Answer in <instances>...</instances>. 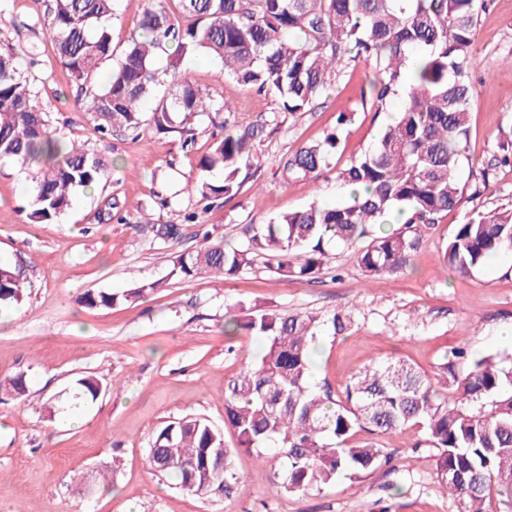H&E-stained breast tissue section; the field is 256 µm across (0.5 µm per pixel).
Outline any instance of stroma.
<instances>
[{
	"mask_svg": "<svg viewBox=\"0 0 512 512\" xmlns=\"http://www.w3.org/2000/svg\"><path fill=\"white\" fill-rule=\"evenodd\" d=\"M152 0H116L112 45L123 50ZM41 0H7L0 10V51L19 44L38 50L22 69L35 87L54 135L85 143L106 159L107 184L77 193L56 221L28 223V172L0 165V258L16 262L27 286L21 303L0 307V382L24 376L26 393L0 390V512H457L436 474L435 448L423 432L402 429L383 436L394 452L393 469L341 474L334 485L307 494L281 487L280 462L239 451L238 482L231 495L196 494L153 471L148 449L163 422L185 416L224 423V384L260 355L256 338L224 334V315L244 307L326 316L345 309L355 324L344 336L322 333L316 383L342 394L365 366L404 360L436 376L448 351L512 356L502 337L512 328V256L502 255L460 276L446 270L438 249L474 212L512 207V167L493 171L490 188L475 195V176L490 164L500 137L512 134V0H490L477 24L475 98L459 183L471 200L427 230L411 269L373 285L354 249L339 247L331 268L314 284L277 281L264 265L231 280L202 275L169 278L174 255L198 249L206 228L212 240L244 243L243 228L266 224L312 201L333 206L349 191L338 169L368 149L390 115L372 105V65L351 64L306 112L278 111L274 97L225 77L208 55H186L180 68L216 101L233 102L246 122L277 130L258 147L259 163L228 201H216L199 224L183 221L195 208L197 162L211 141L209 121L198 127L193 149L179 135L100 137L77 104V86L56 61ZM348 112L334 171L317 182L285 188L281 159L335 129ZM115 197L117 218L104 201ZM156 224H179L175 241L155 237ZM159 287L141 300L88 309L86 291L120 292L135 280ZM83 376L102 385L82 405L84 423L51 413Z\"/></svg>",
	"mask_w": 512,
	"mask_h": 512,
	"instance_id": "stroma-1",
	"label": "stroma"
}]
</instances>
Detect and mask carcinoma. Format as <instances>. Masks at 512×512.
Instances as JSON below:
<instances>
[{
  "mask_svg": "<svg viewBox=\"0 0 512 512\" xmlns=\"http://www.w3.org/2000/svg\"><path fill=\"white\" fill-rule=\"evenodd\" d=\"M114 0H43V22L52 35L60 65L79 83L78 104L102 134L178 133L195 143L204 116L224 114V135L197 164L198 191L205 201L229 198L243 171L259 162L257 146L267 125L247 123L226 103L203 93L187 73L170 62L171 87L160 89L159 53L204 51L224 65V75L245 88L269 94L279 110L305 112L359 59L373 62L377 79L372 103L386 112L399 108L374 144L337 172L351 188V201L334 207L310 203L268 224H248L246 243L233 247L204 240L199 249L172 261L169 276L191 280L216 274L228 280L251 270L257 257L276 260L283 282L315 283L329 248L365 238L356 260L377 282L410 267L424 230L460 208L464 191L457 171L465 157L475 89L476 21L484 0H174V8L147 10L137 35L114 57L108 22ZM190 23L184 25L182 20ZM34 54L0 52V162L29 168L32 224L50 223L73 196L106 180L107 164L75 141L51 135L47 114L20 69ZM115 60L106 81L97 84L103 64ZM285 157L281 180L290 186L314 182L330 170L343 127ZM401 226L387 230L389 217ZM512 253V209L479 212L457 225L442 245L440 263L468 276L489 260ZM161 287L139 282L120 293L87 292L79 303L112 308ZM23 279L15 265L0 260V304H19ZM351 312L322 319L309 315L257 312L225 314L224 335L245 332L262 344L259 360L224 383V424L237 446L208 420L184 417L159 426L148 452L149 465L199 494L233 492L235 454L273 449L281 459L277 477L289 491H320L344 472L375 471L393 457L374 441H357L364 430L382 436L416 428L437 449L435 467L459 512H490L494 501L512 507V360L452 348L442 373L457 383L453 401L440 395L431 377L409 363H374L352 377L344 397L329 384L311 383L316 341L325 328L347 334ZM467 365L457 375L458 362ZM101 390L91 376L75 381V396L94 401Z\"/></svg>",
  "mask_w": 512,
  "mask_h": 512,
  "instance_id": "1",
  "label": "carcinoma"
}]
</instances>
